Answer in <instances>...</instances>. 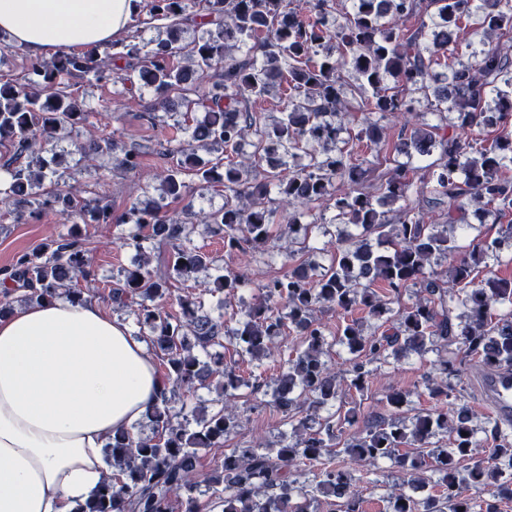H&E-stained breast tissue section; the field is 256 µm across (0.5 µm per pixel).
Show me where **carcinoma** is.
<instances>
[{
	"instance_id": "obj_1",
	"label": "carcinoma",
	"mask_w": 512,
	"mask_h": 512,
	"mask_svg": "<svg viewBox=\"0 0 512 512\" xmlns=\"http://www.w3.org/2000/svg\"><path fill=\"white\" fill-rule=\"evenodd\" d=\"M207 3L198 17L187 12V0H151V18L167 21L164 35L34 59L26 83L0 85V143L13 148L0 164L9 175L0 207L13 208L20 221L54 211L69 224L0 270V315L13 308L16 293L29 304L82 297L78 283L92 273L81 225L126 224L123 245L136 258L108 300L134 318L139 335L167 362L165 392L147 414L151 434L123 431L106 443L112 477L74 512H173L181 498L183 512H203L193 496L202 482L222 512H310L323 498L343 499L345 512H357L355 473L367 474L383 459L397 478L386 512H474L471 491L485 485L512 499V440L498 421L477 425L468 405L451 400V378L459 372L452 357L438 360V376L426 387L434 406L410 419L397 416L408 393L395 388L386 395L392 412L363 429L344 433L353 409L340 423L306 416L292 438L233 448L209 473H201L198 457V449L223 446L239 427L231 391L245 383L240 365L280 353L290 329L300 340L289 347L272 391L274 404L290 413L305 402L317 412L346 392L363 393L373 362L409 353L455 344L487 368L512 367V279L472 277L486 260L500 259L512 225L495 238L474 235L467 254L448 267V282L433 270L435 261L459 250L456 230L475 228L469 216L484 224L512 213V178L502 175L512 165V0H496L492 10L485 0H352L342 22L329 19L331 0H313L305 13L293 0ZM474 13L482 48L454 62L453 31ZM423 14L429 21L409 29ZM116 59L125 60L129 75H114ZM212 69L220 70L215 80L208 78ZM84 77L119 83L123 94L149 90L152 122L163 121L175 99L186 107L189 139L167 140L169 165L156 174L152 204L114 216L101 200H79L58 186L57 159L45 154L64 134L94 126L83 100L61 89ZM274 88L283 108L271 119L257 103ZM353 102L364 114L355 133L347 121ZM388 118L410 135L390 140L382 124ZM472 127L498 134L474 147L466 137ZM112 150L92 134L74 143L88 167ZM141 156L133 144L115 165L135 170ZM193 182L224 193L221 208L199 216L224 234L230 261L247 251L291 258L305 251L313 230L329 224L355 232L330 253L322 272L310 275L317 265L309 261L262 285L260 299L233 327L213 317L201 297H178L181 314H169L163 301L174 282H195L213 270L208 292L227 298L245 283L242 273L215 265L193 243L195 224L169 212ZM394 202L400 206L391 217L385 207ZM431 204L445 206L443 223L426 221ZM329 208L334 215L327 219ZM277 213L283 226L276 235ZM148 243L161 254L172 249L155 269ZM410 288L418 294L404 304ZM318 308L342 318L336 343L349 354L342 375L326 360L332 344ZM357 311L368 320L352 317ZM226 336L239 359L224 361ZM214 378L224 397L219 410L201 407L190 417L175 411L181 397ZM283 389L291 394L286 404ZM487 432L493 448L483 456ZM306 467L316 471L312 482L291 478Z\"/></svg>"
}]
</instances>
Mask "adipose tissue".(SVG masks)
<instances>
[{"mask_svg": "<svg viewBox=\"0 0 512 512\" xmlns=\"http://www.w3.org/2000/svg\"><path fill=\"white\" fill-rule=\"evenodd\" d=\"M141 0H0L32 58L108 44ZM153 353L93 299L0 317V512H74L109 476L104 444L159 401Z\"/></svg>", "mask_w": 512, "mask_h": 512, "instance_id": "adipose-tissue-1", "label": "adipose tissue"}]
</instances>
